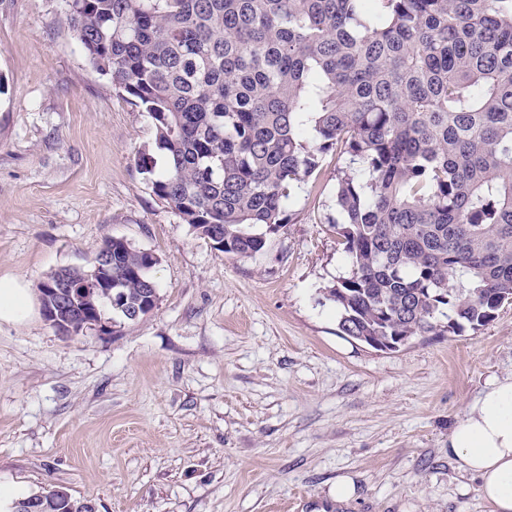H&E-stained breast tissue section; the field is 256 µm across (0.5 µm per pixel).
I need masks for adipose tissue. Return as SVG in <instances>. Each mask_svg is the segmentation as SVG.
Wrapping results in <instances>:
<instances>
[{"mask_svg":"<svg viewBox=\"0 0 512 512\" xmlns=\"http://www.w3.org/2000/svg\"><path fill=\"white\" fill-rule=\"evenodd\" d=\"M456 470L479 482L490 512H512V376L494 380L448 435Z\"/></svg>","mask_w":512,"mask_h":512,"instance_id":"1","label":"adipose tissue"}]
</instances>
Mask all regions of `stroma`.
<instances>
[{
	"label": "stroma",
	"instance_id": "35a3bbf8",
	"mask_svg": "<svg viewBox=\"0 0 512 512\" xmlns=\"http://www.w3.org/2000/svg\"><path fill=\"white\" fill-rule=\"evenodd\" d=\"M65 12L0 0V277L39 296L119 237L157 256L159 300L74 338L38 307L0 321V485L63 486L99 512H490L448 433L512 376V303L394 352L341 335L335 153L263 252L214 249L153 194L136 164L166 166L152 120Z\"/></svg>",
	"mask_w": 512,
	"mask_h": 512
}]
</instances>
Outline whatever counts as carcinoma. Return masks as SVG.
<instances>
[{"instance_id": "obj_1", "label": "carcinoma", "mask_w": 512, "mask_h": 512, "mask_svg": "<svg viewBox=\"0 0 512 512\" xmlns=\"http://www.w3.org/2000/svg\"><path fill=\"white\" fill-rule=\"evenodd\" d=\"M66 22L152 119L153 193L226 254L264 251L336 151L342 335L475 330L512 298V0H67ZM102 247L107 266L48 279L55 330L156 308L153 253ZM33 498L86 512L64 487Z\"/></svg>"}]
</instances>
